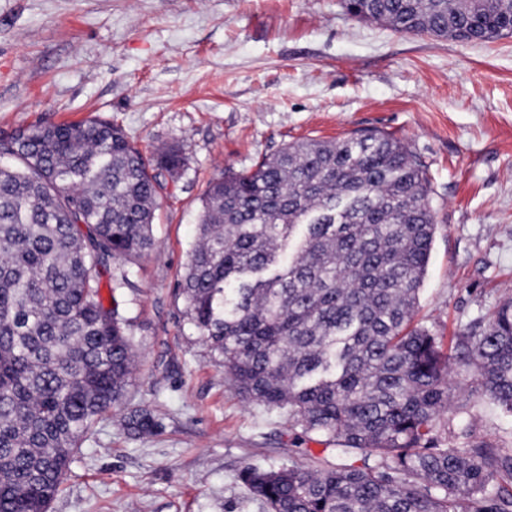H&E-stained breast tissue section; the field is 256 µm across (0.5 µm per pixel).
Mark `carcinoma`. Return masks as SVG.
Returning a JSON list of instances; mask_svg holds the SVG:
<instances>
[{"instance_id":"obj_1","label":"carcinoma","mask_w":512,"mask_h":512,"mask_svg":"<svg viewBox=\"0 0 512 512\" xmlns=\"http://www.w3.org/2000/svg\"><path fill=\"white\" fill-rule=\"evenodd\" d=\"M398 33L485 43L512 0H344ZM0 512H48L95 424L135 370L120 289L156 250L160 172L109 120L37 123L0 141ZM424 166L393 135L285 144L213 179L178 295L184 318L248 401L361 461L244 467L266 512H512V448H461L448 373L466 366L512 414V300L454 347L413 324L436 221ZM122 426L157 432L146 407Z\"/></svg>"}]
</instances>
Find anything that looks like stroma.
<instances>
[{"label": "stroma", "mask_w": 512, "mask_h": 512, "mask_svg": "<svg viewBox=\"0 0 512 512\" xmlns=\"http://www.w3.org/2000/svg\"><path fill=\"white\" fill-rule=\"evenodd\" d=\"M92 116L146 160L174 142L187 158L162 179L158 248L122 297L137 353L127 405L160 430L96 425L49 512H264L243 467L332 457L285 411L245 400L182 319L176 283L222 172L292 141L391 133L426 165L436 218L415 323L450 337L512 299V35L400 34L342 0H0V139ZM449 382L458 416L439 440L512 444V415L470 373ZM122 426L131 434L149 436L157 432L159 423L149 408H132L122 417Z\"/></svg>", "instance_id": "1"}]
</instances>
